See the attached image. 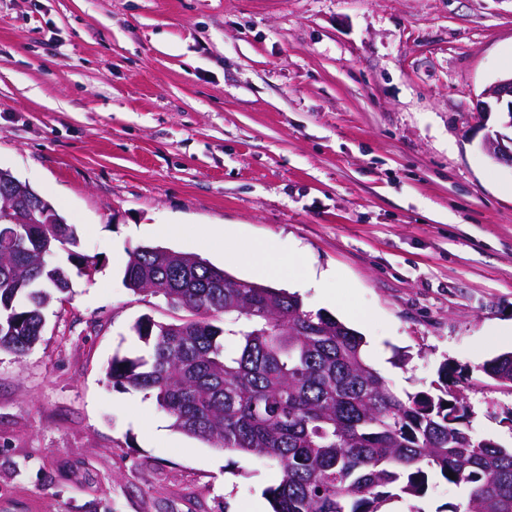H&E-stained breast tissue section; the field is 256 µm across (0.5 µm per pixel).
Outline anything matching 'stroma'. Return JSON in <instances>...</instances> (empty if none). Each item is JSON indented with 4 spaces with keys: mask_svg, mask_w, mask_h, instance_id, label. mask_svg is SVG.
Listing matches in <instances>:
<instances>
[{
    "mask_svg": "<svg viewBox=\"0 0 512 512\" xmlns=\"http://www.w3.org/2000/svg\"><path fill=\"white\" fill-rule=\"evenodd\" d=\"M511 73L512 0H0V168L99 260L0 351V512H255L278 482L109 381L140 317L178 319L124 287L141 245L249 281L244 241L274 240L368 313L398 394L464 369L473 436L512 447V389L480 370L512 351V165L481 110ZM466 499L433 473L385 509Z\"/></svg>",
    "mask_w": 512,
    "mask_h": 512,
    "instance_id": "1",
    "label": "stroma"
}]
</instances>
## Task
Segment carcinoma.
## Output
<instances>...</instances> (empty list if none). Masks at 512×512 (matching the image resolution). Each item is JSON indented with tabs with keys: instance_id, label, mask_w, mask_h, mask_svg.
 Wrapping results in <instances>:
<instances>
[{
	"instance_id": "cac0c4a2",
	"label": "carcinoma",
	"mask_w": 512,
	"mask_h": 512,
	"mask_svg": "<svg viewBox=\"0 0 512 512\" xmlns=\"http://www.w3.org/2000/svg\"><path fill=\"white\" fill-rule=\"evenodd\" d=\"M78 247L72 224L0 218L1 351L21 357L40 341L45 304L70 290L69 267L96 273ZM123 284L185 316L138 319L150 350L114 355L112 386L151 394L188 436L278 467L265 490L273 512H385L395 497L425 493L424 464L469 489L464 512H512V448L471 434L462 372L444 371L436 395L400 397L366 361L364 337L332 314L168 248H135ZM481 371L512 387V353Z\"/></svg>"
}]
</instances>
